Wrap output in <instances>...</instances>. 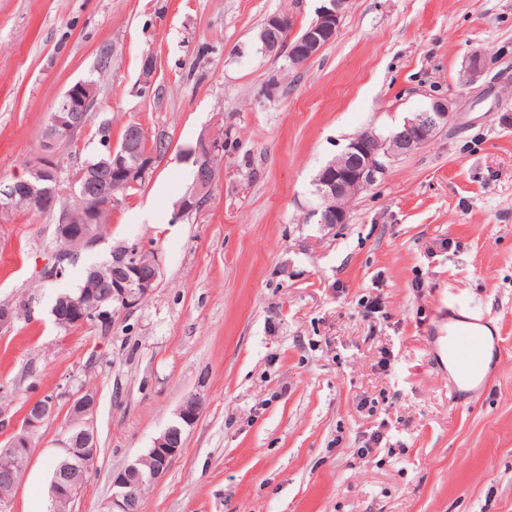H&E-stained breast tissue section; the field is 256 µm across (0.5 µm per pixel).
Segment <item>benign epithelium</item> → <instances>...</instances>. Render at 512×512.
Wrapping results in <instances>:
<instances>
[{"label": "benign epithelium", "instance_id": "1", "mask_svg": "<svg viewBox=\"0 0 512 512\" xmlns=\"http://www.w3.org/2000/svg\"><path fill=\"white\" fill-rule=\"evenodd\" d=\"M348 0H321L316 18L294 37H288L293 21L287 16L271 15L261 27L257 40L262 51L278 55L287 53L293 63H304L317 57L335 38ZM487 70L486 60L480 55L472 56L465 68V83L469 84ZM99 86L82 79L72 84L61 96L58 106L51 113L45 134L42 156L29 166L25 179L0 181V219L9 218L15 210V202L22 198L29 211L43 212L54 207L62 195L60 185L68 180L96 181L105 174V186L83 191L76 199L77 212L61 207L58 229L70 247L52 253L44 265V277L54 279L64 267L73 262L80 250L97 244L98 236L93 226L107 210H112L115 197L112 195V172L121 176L130 186L138 185L150 172L160 153L156 141H151L143 128L132 126L127 134L123 154L115 155L112 139H101L108 159L96 165L87 161L78 165L67 178H62L55 159L57 144L82 133L96 117L92 109L96 104ZM450 117L448 101L437 98L422 111L415 112L392 134L381 137L372 131L355 136L345 149L329 161L318 172L314 184L318 189V204L312 216L319 224H343L348 209L342 201L366 190L377 183L388 166L395 160L410 155L448 126ZM223 153V141L202 136L197 141L192 155L197 160ZM216 177L214 168L208 167L197 179L193 188L179 202L177 211L184 213L195 209L212 186ZM160 262L151 255L146 265L129 264L123 261L112 264L110 296L100 297L96 293L81 297H61L51 309L56 322L68 326L83 324L89 318L101 323L112 321L117 310H131L151 294L158 286ZM95 407V398L90 393H81L70 398L71 414L83 418ZM203 402L198 397L185 400L177 412V422L168 426L156 438L147 457H140L112 476V496L107 502L106 512H137L136 501L144 481L162 477L172 461L185 447L184 433L200 417ZM55 398L41 397L30 402L25 410L23 433L15 436L9 445L0 450V512L6 509L16 491L20 477L14 469L16 458L30 454L28 433L38 429L55 414ZM63 450L80 462L84 472L94 465L98 448L94 431L84 425L68 435ZM78 494L66 473L57 472L49 488L52 512H70V506Z\"/></svg>", "mask_w": 512, "mask_h": 512}]
</instances>
